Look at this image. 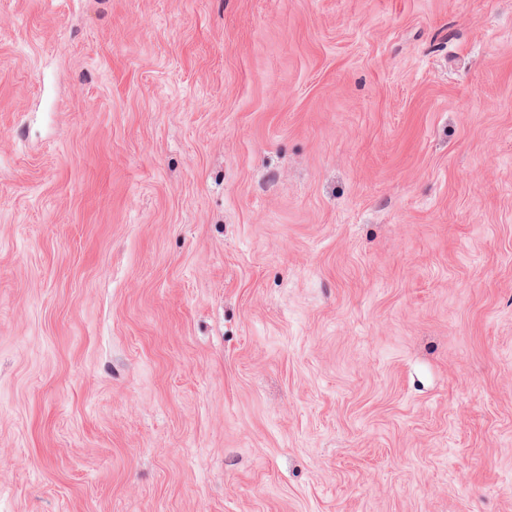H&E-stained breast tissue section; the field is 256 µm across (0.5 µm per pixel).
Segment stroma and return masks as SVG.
Returning <instances> with one entry per match:
<instances>
[{
	"mask_svg": "<svg viewBox=\"0 0 512 512\" xmlns=\"http://www.w3.org/2000/svg\"><path fill=\"white\" fill-rule=\"evenodd\" d=\"M0 512H512V0H0Z\"/></svg>",
	"mask_w": 512,
	"mask_h": 512,
	"instance_id": "1",
	"label": "stroma"
}]
</instances>
